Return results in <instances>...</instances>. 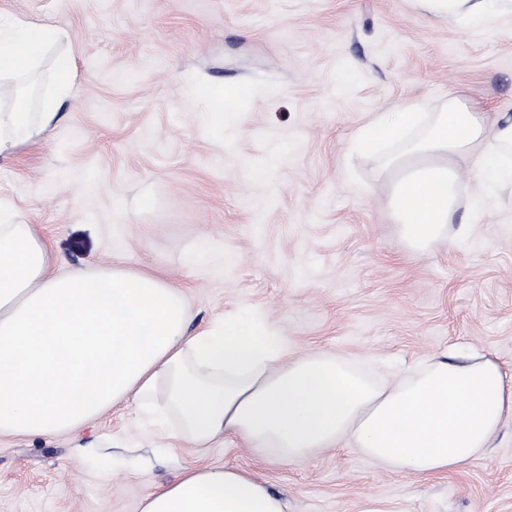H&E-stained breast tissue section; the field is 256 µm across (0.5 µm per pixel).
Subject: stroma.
Returning <instances> with one entry per match:
<instances>
[{
  "label": "stroma",
  "mask_w": 512,
  "mask_h": 512,
  "mask_svg": "<svg viewBox=\"0 0 512 512\" xmlns=\"http://www.w3.org/2000/svg\"><path fill=\"white\" fill-rule=\"evenodd\" d=\"M68 30L78 94L43 145L0 153V221L38 225L59 265L132 262L180 288L194 328L261 310L300 352L369 367L476 347L512 375V206L411 255L391 182L349 139L453 91L512 102V14L461 26L416 0H0ZM238 92L223 134L208 91ZM254 471L287 512H512V423L461 472L418 478L327 448L266 465L201 450L119 406L73 435L0 438V512H140L189 466Z\"/></svg>",
  "instance_id": "1"
}]
</instances>
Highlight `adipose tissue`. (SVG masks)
Masks as SVG:
<instances>
[{
  "instance_id": "1",
  "label": "adipose tissue",
  "mask_w": 512,
  "mask_h": 512,
  "mask_svg": "<svg viewBox=\"0 0 512 512\" xmlns=\"http://www.w3.org/2000/svg\"><path fill=\"white\" fill-rule=\"evenodd\" d=\"M433 18L486 23L512 0H419ZM57 26L0 17V95L54 53L36 111L0 109V149L46 139L62 100L76 94L74 63ZM392 178L391 217L406 248L431 252L450 236L461 168L476 173L467 202L512 191V113L477 111L461 93L434 111L410 99L352 135ZM32 224H0V436L69 434L120 405L151 409L168 436L205 449L228 438L291 464L350 444L372 463L428 476L465 470L512 421V384L470 348L420 359L388 377L323 352L296 353L258 310L191 331L183 293L141 269L56 272ZM141 512H287L241 468L193 467L150 493Z\"/></svg>"
}]
</instances>
